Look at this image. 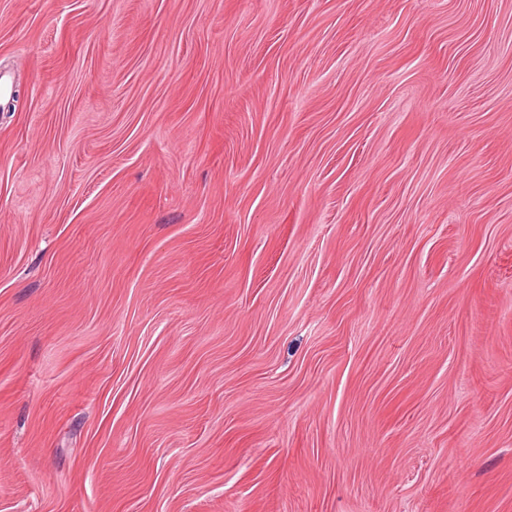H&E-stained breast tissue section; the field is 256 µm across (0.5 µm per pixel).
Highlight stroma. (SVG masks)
Here are the masks:
<instances>
[{
    "mask_svg": "<svg viewBox=\"0 0 512 512\" xmlns=\"http://www.w3.org/2000/svg\"><path fill=\"white\" fill-rule=\"evenodd\" d=\"M0 512H512V0H0Z\"/></svg>",
    "mask_w": 512,
    "mask_h": 512,
    "instance_id": "35a3bbf8",
    "label": "stroma"
}]
</instances>
